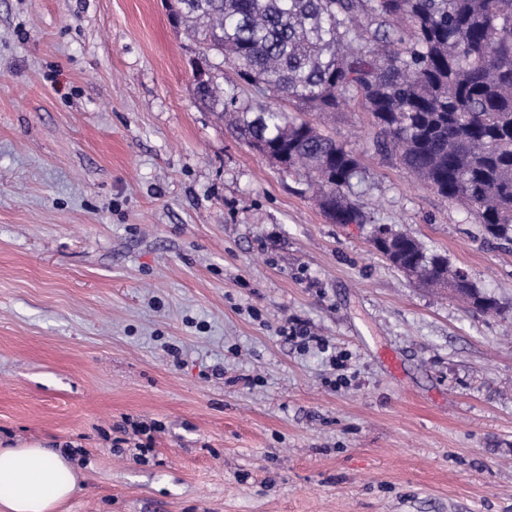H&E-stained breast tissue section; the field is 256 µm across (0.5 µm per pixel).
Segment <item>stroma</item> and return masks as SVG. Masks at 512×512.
Wrapping results in <instances>:
<instances>
[{
  "label": "stroma",
  "mask_w": 512,
  "mask_h": 512,
  "mask_svg": "<svg viewBox=\"0 0 512 512\" xmlns=\"http://www.w3.org/2000/svg\"><path fill=\"white\" fill-rule=\"evenodd\" d=\"M197 53L166 0H0V448L69 451L58 512H512V244L357 111L330 128L370 221L330 222L196 99ZM375 224L502 313L393 269Z\"/></svg>",
  "instance_id": "35a3bbf8"
}]
</instances>
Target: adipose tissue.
Listing matches in <instances>:
<instances>
[{
    "label": "adipose tissue",
    "instance_id": "ef3b65f1",
    "mask_svg": "<svg viewBox=\"0 0 512 512\" xmlns=\"http://www.w3.org/2000/svg\"><path fill=\"white\" fill-rule=\"evenodd\" d=\"M75 484L65 455L42 448L0 449V512H55Z\"/></svg>",
    "mask_w": 512,
    "mask_h": 512
}]
</instances>
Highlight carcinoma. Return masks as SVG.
Returning a JSON list of instances; mask_svg holds the SVG:
<instances>
[{
    "label": "carcinoma",
    "mask_w": 512,
    "mask_h": 512,
    "mask_svg": "<svg viewBox=\"0 0 512 512\" xmlns=\"http://www.w3.org/2000/svg\"><path fill=\"white\" fill-rule=\"evenodd\" d=\"M201 56L240 82L194 84L199 102L289 174L334 224H365L359 155L298 116L355 107L373 146L512 243V0H168ZM280 105L240 102L241 84ZM378 252L481 311L497 301L462 268L391 230Z\"/></svg>",
    "instance_id": "1"
}]
</instances>
